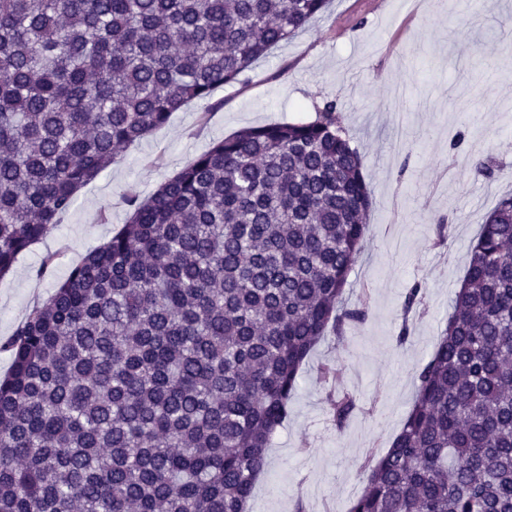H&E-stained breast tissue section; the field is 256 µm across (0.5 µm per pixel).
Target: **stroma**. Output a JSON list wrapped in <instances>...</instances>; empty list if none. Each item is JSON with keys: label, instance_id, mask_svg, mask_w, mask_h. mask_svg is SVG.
Listing matches in <instances>:
<instances>
[{"label": "stroma", "instance_id": "1", "mask_svg": "<svg viewBox=\"0 0 512 512\" xmlns=\"http://www.w3.org/2000/svg\"><path fill=\"white\" fill-rule=\"evenodd\" d=\"M350 2L333 0L254 63L247 84L217 88L211 103L186 106L130 146L0 281L1 341L126 223L127 196L147 197L238 130L311 121L336 100L372 188L364 250L344 294L367 317L343 339L326 334L305 363L249 512H348L365 462L387 451L413 403L416 373L445 328L481 224L512 192V0H382L360 26L340 21ZM485 53L497 58L495 71L480 67ZM476 156L505 175L474 179L465 161ZM442 220L452 226L446 239ZM48 253L55 265L38 276ZM418 283L423 304L403 315ZM324 363L341 368L339 382L320 378ZM340 387L358 402L338 429L326 400Z\"/></svg>", "mask_w": 512, "mask_h": 512}]
</instances>
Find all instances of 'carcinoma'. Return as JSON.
<instances>
[{"mask_svg": "<svg viewBox=\"0 0 512 512\" xmlns=\"http://www.w3.org/2000/svg\"><path fill=\"white\" fill-rule=\"evenodd\" d=\"M329 6L0 0V280L126 148L245 83ZM126 202V224L0 343V512H248L302 366L366 317L344 292L372 189L334 100L244 128ZM416 381L350 512H512L511 195ZM355 407L336 394L331 420Z\"/></svg>", "mask_w": 512, "mask_h": 512, "instance_id": "carcinoma-1", "label": "carcinoma"}]
</instances>
